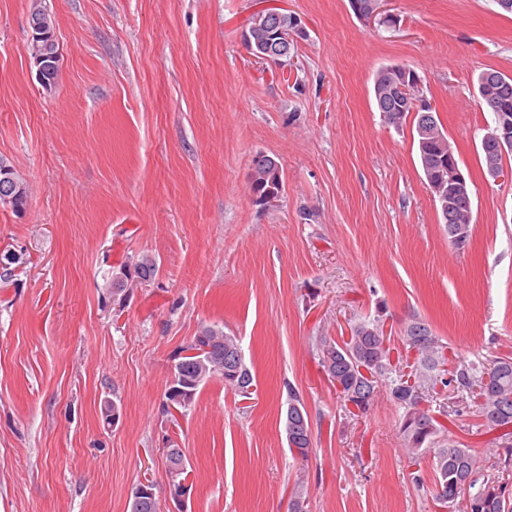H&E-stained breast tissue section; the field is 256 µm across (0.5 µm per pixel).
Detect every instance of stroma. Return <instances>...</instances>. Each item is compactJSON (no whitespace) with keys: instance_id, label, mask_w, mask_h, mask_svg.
Masks as SVG:
<instances>
[{"instance_id":"stroma-1","label":"stroma","mask_w":512,"mask_h":512,"mask_svg":"<svg viewBox=\"0 0 512 512\" xmlns=\"http://www.w3.org/2000/svg\"><path fill=\"white\" fill-rule=\"evenodd\" d=\"M61 66L44 89L28 51L29 0H0V158L28 186L23 215L0 206V249L27 265L0 288V512H129L150 480L171 512L162 457L189 461L185 512H438L417 490L378 396L350 414L316 340L381 319L391 360L409 366V320L428 323L449 362L512 356V182L486 172L493 115L477 78L512 75V14L495 0H381L391 26L349 0H46ZM264 8L304 34L280 67L242 32ZM423 79L469 178L468 246L448 240L412 124L386 126L375 72ZM279 164L282 191L255 204L253 156ZM147 253L152 282L113 304L106 281ZM211 325L236 336L253 376L244 398L202 385L169 417V355ZM313 432L308 462L288 450L287 390ZM118 406L106 424L104 400ZM482 453L497 431L474 414L443 421Z\"/></svg>"}]
</instances>
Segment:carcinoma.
I'll list each match as a JSON object with an SVG mask.
<instances>
[{"label":"carcinoma","mask_w":512,"mask_h":512,"mask_svg":"<svg viewBox=\"0 0 512 512\" xmlns=\"http://www.w3.org/2000/svg\"><path fill=\"white\" fill-rule=\"evenodd\" d=\"M29 13L44 22V36L30 40V51L52 58L60 55L55 19L44 0H31ZM299 29L300 22L295 15L263 9L252 15L243 41L256 58L277 62L290 54L294 45L290 35ZM417 79L418 73L408 66L381 67L373 80L375 104L384 122L395 128L403 126L410 112L417 111L414 139L423 174L429 186L446 189L448 176L460 165L424 90L414 89ZM477 91L487 111L512 116V76L485 70L478 77ZM0 174L6 177L0 183V205L15 213L23 212L28 198L25 182L2 158ZM281 188L278 163L268 155H255L249 177L254 202L269 203L279 196ZM438 208L442 223L447 225L449 240L459 234L470 237L471 207L466 201L456 203L452 223L447 220L445 204ZM27 262L25 252L3 249L0 285L12 284L15 269ZM157 272V261L149 254L126 257L112 267L106 282L112 301L123 302L133 283H147ZM401 335L403 343L417 354L409 377L391 363L390 347L379 319L356 323L351 327L349 339L342 342L330 336L319 337L316 345L320 363L338 397L365 413L374 404L380 388H385L389 399L403 409L399 433L408 456L415 464L425 457L431 459L433 500L446 512H512V357L463 359L448 370L443 346L427 323L415 318ZM202 345L210 347L209 362L198 363L194 357L185 355ZM169 359L182 367L184 381L168 382L162 403L166 414L188 408L200 386L212 379L223 381L225 387L243 397L252 394L253 377L239 342L221 329L201 327L189 343L174 349ZM439 384L449 388L452 398L436 403L433 391ZM432 402L444 416H461L473 406L484 426L504 429L506 433L486 455L462 448L448 437V430L433 415ZM286 420L288 447L304 461L312 451V431L304 399L291 386ZM164 456L166 468L186 470L185 453L175 441L167 440ZM130 512H159L156 495L130 497ZM288 512H307L301 481L295 483L291 492Z\"/></svg>","instance_id":"cac0c4a2"}]
</instances>
